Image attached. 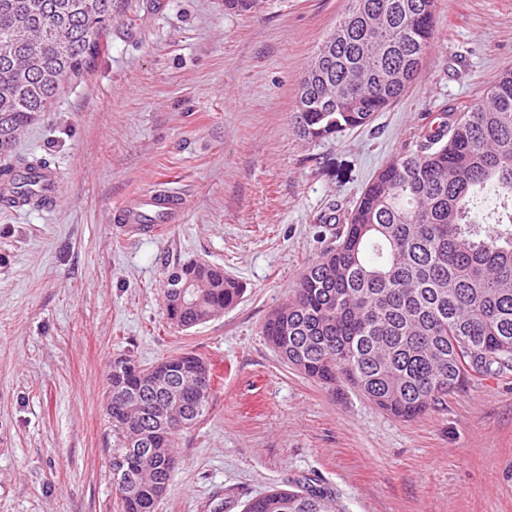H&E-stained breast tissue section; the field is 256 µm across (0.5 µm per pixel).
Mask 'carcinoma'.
Returning a JSON list of instances; mask_svg holds the SVG:
<instances>
[{
  "mask_svg": "<svg viewBox=\"0 0 512 512\" xmlns=\"http://www.w3.org/2000/svg\"><path fill=\"white\" fill-rule=\"evenodd\" d=\"M336 27L325 64L309 69V107L294 112L307 140L362 126L415 80L430 46L434 0H365ZM115 0H0V154L47 110L51 76L84 77ZM376 40L382 53L364 44ZM498 196L495 227L476 221L478 195ZM336 245L299 277L263 335L280 356L325 385L344 378L379 409L412 420L447 404L474 374L512 368V71L467 111L429 130L377 175L336 229ZM170 275L192 282L198 303L163 289L165 316L187 330L234 306L243 285L224 269L188 262ZM207 361L181 352L142 367L112 360L108 388L113 453L126 457L134 489L117 487L120 512H155L174 468L175 438L207 413L183 395ZM243 512H337L306 478L248 500Z\"/></svg>",
  "mask_w": 512,
  "mask_h": 512,
  "instance_id": "carcinoma-1",
  "label": "carcinoma"
}]
</instances>
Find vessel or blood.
Masks as SVG:
<instances>
[{
	"label": "vessel or blood",
	"mask_w": 512,
	"mask_h": 512,
	"mask_svg": "<svg viewBox=\"0 0 512 512\" xmlns=\"http://www.w3.org/2000/svg\"><path fill=\"white\" fill-rule=\"evenodd\" d=\"M37 184L35 197H27L19 189L14 177L0 180V206L11 212L25 207L37 206L50 209L61 193L60 175L57 166L42 163L33 172ZM186 209L184 195L176 190H154L137 195L111 210L109 218L120 228L138 231L149 228L150 232L160 231L164 225L182 220Z\"/></svg>",
	"instance_id": "obj_1"
}]
</instances>
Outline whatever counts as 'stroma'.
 I'll use <instances>...</instances> for the list:
<instances>
[{"label":"stroma","instance_id":"obj_1","mask_svg":"<svg viewBox=\"0 0 512 512\" xmlns=\"http://www.w3.org/2000/svg\"><path fill=\"white\" fill-rule=\"evenodd\" d=\"M350 0H117L91 71L17 140L55 163L52 211L0 210V512H119L108 374L193 351L207 415L176 440L155 512H242L310 477L340 512H512V372L413 420L287 364L262 334L378 172L429 123L512 70V0H435L419 75L364 126L311 142L301 77ZM186 198L181 223L120 241L109 210L147 189ZM223 267L239 303L188 330L164 316L167 268Z\"/></svg>","mask_w":512,"mask_h":512}]
</instances>
